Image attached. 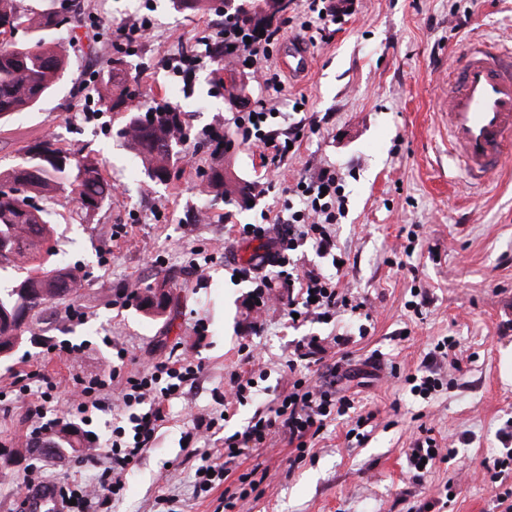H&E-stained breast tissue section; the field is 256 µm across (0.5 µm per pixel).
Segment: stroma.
I'll list each match as a JSON object with an SVG mask.
<instances>
[{
    "mask_svg": "<svg viewBox=\"0 0 512 512\" xmlns=\"http://www.w3.org/2000/svg\"><path fill=\"white\" fill-rule=\"evenodd\" d=\"M82 3L77 27L55 33L70 59L60 86L0 126V169L18 162L26 145L54 137L62 149L98 158L115 190L89 213L64 194L51 204L55 259L78 268L83 289L49 311L43 333L81 353L41 345L0 367V512H18L34 465L50 482H97L98 469L85 460L108 447L117 412H95L88 422L75 413L93 434L82 459L35 460L27 451L28 405L40 397L25 386L50 378L58 388L48 412L66 413L71 391L113 368L116 348L132 360L125 377L176 353L203 369L194 387L163 401V419L112 512H154L165 497L173 512H226L228 490L241 495L233 512H497L499 485L470 471L512 450V157L484 186L471 185L448 155L447 102L459 50L487 39L512 47V0H335L344 12L331 31L302 28L305 0H289L274 22L276 41L256 62L270 80L248 84L252 101L277 111L279 136L291 123L305 124L278 165L243 141L213 63L187 79L167 66L201 39L217 41L221 17L178 12L170 0ZM144 14L150 34L122 55L131 84L142 103H177L190 128L168 184L147 178L117 134L120 115L95 93L113 58L104 36ZM299 43L306 64L293 72ZM298 100L304 106L296 113ZM327 167L344 178L334 247L326 254L301 241L290 262L340 278L363 309L294 323L284 305L259 304L224 252L241 241L242 225L284 211L288 186ZM214 168L252 183V203L203 193ZM155 276L167 278L172 302L164 315L146 318L125 286ZM313 338L325 354L310 366L298 352ZM448 338L455 356L432 357ZM293 368L334 384L358 413L374 412L368 437L357 439L343 417L300 453L275 432L265 447L242 449L222 485L199 490L201 455L223 454L225 438L266 413ZM238 375L254 388L225 406ZM410 376L436 378L437 387L413 394ZM422 424L456 457L435 463L416 484L404 450ZM258 464L266 471L259 495L241 480Z\"/></svg>",
    "mask_w": 512,
    "mask_h": 512,
    "instance_id": "35a3bbf8",
    "label": "stroma"
}]
</instances>
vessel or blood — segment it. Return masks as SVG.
Listing matches in <instances>:
<instances>
[{"instance_id": "b4317fda", "label": "vessel or blood", "mask_w": 512, "mask_h": 512, "mask_svg": "<svg viewBox=\"0 0 512 512\" xmlns=\"http://www.w3.org/2000/svg\"><path fill=\"white\" fill-rule=\"evenodd\" d=\"M448 147L472 184L482 185L500 158L512 152V48L494 41L471 45L449 76ZM278 235L252 243L249 253L232 247L226 257L268 268L277 256ZM25 512H63L48 485L24 491Z\"/></svg>"}]
</instances>
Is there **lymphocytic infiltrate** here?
<instances>
[{
    "label": "lymphocytic infiltrate",
    "mask_w": 512,
    "mask_h": 512,
    "mask_svg": "<svg viewBox=\"0 0 512 512\" xmlns=\"http://www.w3.org/2000/svg\"><path fill=\"white\" fill-rule=\"evenodd\" d=\"M269 117V112L263 109L252 115L247 113L239 116L237 126L242 129L245 139L264 147L267 160L279 163L289 153L288 142L266 130ZM293 193L299 199V207L275 218L276 223L288 227L287 234L279 240L276 275L263 273L252 266L245 269L244 274L253 280L261 298L270 297L274 279L280 278L288 285L297 286V295L288 299V311L292 314L325 317L351 309L353 300L347 288L314 270L301 276L294 274L288 268L287 257L301 238L313 239L318 250L324 252L333 248L329 227L343 215V177L336 169L326 168L313 180L297 182ZM201 369L202 365L196 359L176 356L128 377L122 386L117 385L118 374L114 371L88 381L75 398L78 409L85 412L103 408L107 396L115 389L119 392L126 422L112 430L103 478L96 486L74 480L57 483L56 489L66 512H97L98 508L111 505L113 498L123 491L127 474L151 441L161 419L160 410L154 406L156 399L181 394ZM351 407L350 400L337 395L334 387L305 375L293 377L288 391L276 398L270 414L258 417L241 437L225 440L223 462L202 456L198 468L202 491H210L214 480L223 479L238 450L264 446L272 430H281L287 434L289 442L302 449L308 439L316 437L325 428L331 415H346Z\"/></svg>",
    "instance_id": "lymphocytic-infiltrate-1"
}]
</instances>
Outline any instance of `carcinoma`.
Returning <instances> with one entry per match:
<instances>
[{"mask_svg":"<svg viewBox=\"0 0 512 512\" xmlns=\"http://www.w3.org/2000/svg\"><path fill=\"white\" fill-rule=\"evenodd\" d=\"M213 0H171L174 10L205 14L212 10ZM62 21L57 15L43 12L24 13L18 10L17 0H0V26L25 23L32 37L24 51L14 44L0 43V122L18 112L37 107L57 87L69 62L60 45L44 37V32L55 29ZM130 79L127 69L112 66L100 81L98 95L101 103L113 112L124 113L125 143L141 163L146 176L163 181V174L176 166L184 142L189 138L185 113L174 103L164 102L135 111L129 106ZM53 152L58 159L50 160L36 152L23 149L19 161L0 172V182L18 183L24 195L0 198V268L10 267L18 273L15 286L0 290V345L11 343L17 332L16 314L27 311L31 323L38 325L49 305L79 293L82 278L76 270L50 263L44 255H52L47 244L52 239L51 211L47 203L59 192L78 197L85 210L98 208L106 198L101 164L89 156H79L60 147ZM40 197L44 205L33 203ZM167 287L162 280H144L132 286L137 309L152 317L149 309L161 306L155 289ZM78 430L68 423L57 435L43 440L33 437L30 453L36 455L43 448L58 445L73 447L67 436Z\"/></svg>","mask_w":512,"mask_h":512,"instance_id":"1","label":"carcinoma"}]
</instances>
